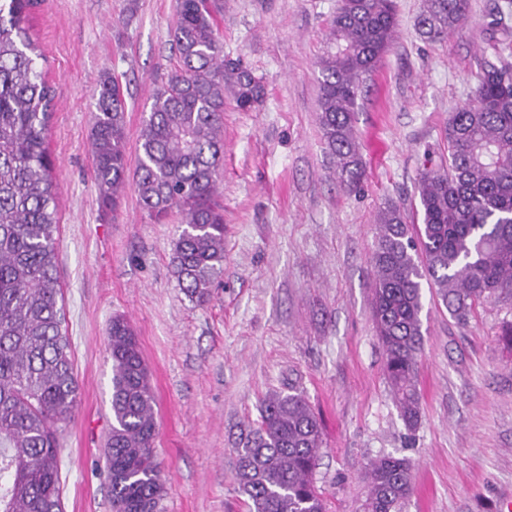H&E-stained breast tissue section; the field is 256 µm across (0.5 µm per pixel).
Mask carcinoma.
Returning a JSON list of instances; mask_svg holds the SVG:
<instances>
[{
  "mask_svg": "<svg viewBox=\"0 0 512 512\" xmlns=\"http://www.w3.org/2000/svg\"><path fill=\"white\" fill-rule=\"evenodd\" d=\"M37 0H0V512H62L61 424L78 403L71 346L63 331L54 162L47 135L55 88L31 19ZM467 0H423L422 33L442 37L465 17ZM221 0H177L171 31L178 65L154 90L135 163L127 151L126 103L116 78L100 76L91 112V171L102 215L113 214L128 179L157 224L172 211L181 230L172 266L190 301L204 305L224 273L225 99L250 111L265 97L251 70L224 55ZM393 0H340L320 60L319 124L343 191L363 190L354 126L361 85L393 44ZM469 101L448 117V167L418 183L421 223L401 206L377 213L371 256L372 313L384 371L405 426L421 421L417 390L423 348L422 282L437 288L459 322L476 306L512 300V26L489 22ZM112 426L105 440L112 512H163L165 480L154 441L155 396L134 329L108 328ZM321 426L299 392L273 394L235 449L234 480L249 512H325L313 480ZM362 512H403L412 464L379 456L367 464Z\"/></svg>",
  "mask_w": 512,
  "mask_h": 512,
  "instance_id": "cac0c4a2",
  "label": "carcinoma"
}]
</instances>
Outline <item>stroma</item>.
<instances>
[{
	"instance_id": "obj_1",
	"label": "stroma",
	"mask_w": 512,
	"mask_h": 512,
	"mask_svg": "<svg viewBox=\"0 0 512 512\" xmlns=\"http://www.w3.org/2000/svg\"><path fill=\"white\" fill-rule=\"evenodd\" d=\"M337 0H224V53L265 87L252 111L224 103V274L197 305L172 273L178 215L153 223L127 183L102 219L91 177L92 94L118 77L129 146L161 79L177 64L175 0H41L33 31L57 90L48 133L59 209L63 324L79 384L61 440L64 512H112L103 445L112 424L113 316L134 328L156 398L165 512H247L235 448L272 393H302L323 444L313 478L328 512H359L365 466L413 463L404 512H497L512 492V307L486 303L466 323L423 290L421 422L408 431L386 382L372 320L377 212L411 209L424 169L448 154V116L477 85L493 13L468 0L446 37L424 36L422 0H396L390 52L362 83L355 116L365 190L347 195L318 122L320 67Z\"/></svg>"
}]
</instances>
